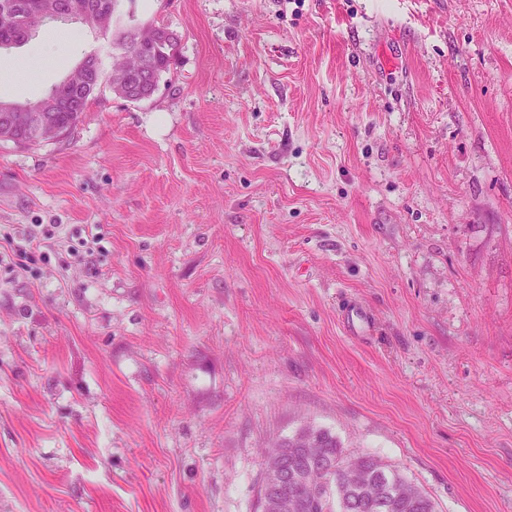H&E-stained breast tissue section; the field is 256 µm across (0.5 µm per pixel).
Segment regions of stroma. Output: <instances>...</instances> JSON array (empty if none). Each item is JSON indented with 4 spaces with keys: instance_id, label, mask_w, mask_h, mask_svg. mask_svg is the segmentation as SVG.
I'll return each mask as SVG.
<instances>
[{
    "instance_id": "stroma-1",
    "label": "stroma",
    "mask_w": 512,
    "mask_h": 512,
    "mask_svg": "<svg viewBox=\"0 0 512 512\" xmlns=\"http://www.w3.org/2000/svg\"><path fill=\"white\" fill-rule=\"evenodd\" d=\"M148 99L0 144V512H260L306 423L436 512H512V0H123ZM112 49L0 51V100ZM370 317L351 330L346 308ZM3 239L6 241L9 252L14 257L17 267L24 269L28 263L36 261V253L40 245L36 241L33 231L28 230L20 233L17 238L9 233Z\"/></svg>"
}]
</instances>
